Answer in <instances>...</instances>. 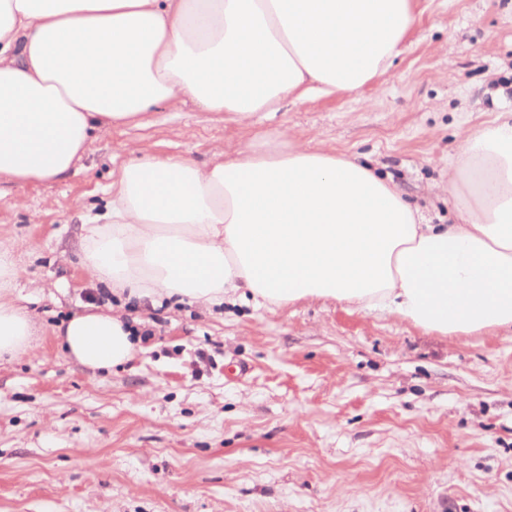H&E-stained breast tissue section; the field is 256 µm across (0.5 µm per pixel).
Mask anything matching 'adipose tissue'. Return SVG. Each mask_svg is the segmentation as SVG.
Listing matches in <instances>:
<instances>
[{"label": "adipose tissue", "mask_w": 512, "mask_h": 512, "mask_svg": "<svg viewBox=\"0 0 512 512\" xmlns=\"http://www.w3.org/2000/svg\"><path fill=\"white\" fill-rule=\"evenodd\" d=\"M409 0H0V178L68 175L97 131L187 103L238 122L288 96L353 92L386 74ZM448 190L457 221L428 224L358 157L271 135L213 162L141 157L112 174L104 220L82 225L81 266L153 305L307 299L400 315L428 332L512 326V113L469 131ZM0 238V356L33 349ZM92 370L133 359L122 306L55 331Z\"/></svg>", "instance_id": "obj_1"}]
</instances>
